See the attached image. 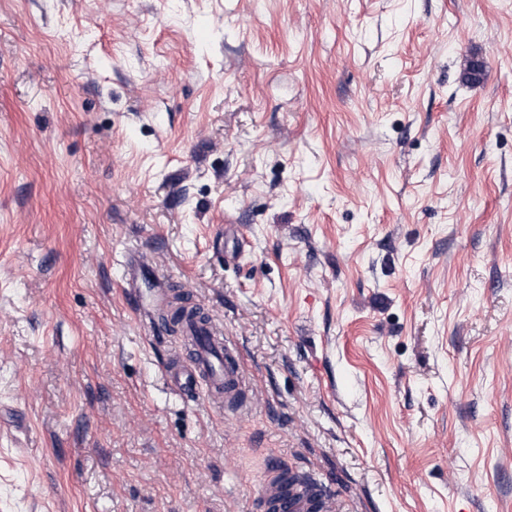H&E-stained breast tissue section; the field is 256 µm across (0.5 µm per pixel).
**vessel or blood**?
Listing matches in <instances>:
<instances>
[{"mask_svg": "<svg viewBox=\"0 0 512 512\" xmlns=\"http://www.w3.org/2000/svg\"><path fill=\"white\" fill-rule=\"evenodd\" d=\"M124 288L135 298L148 295L159 303L161 286H147L154 269L144 255L122 256ZM180 343L188 351V361L176 363L170 371L172 386L182 395H204L221 409L238 410L246 391L241 365L224 341L222 330L212 321L185 325ZM257 512H338L336 498L310 474H302L287 464L270 462L259 495Z\"/></svg>", "mask_w": 512, "mask_h": 512, "instance_id": "obj_1", "label": "vessel or blood"}]
</instances>
